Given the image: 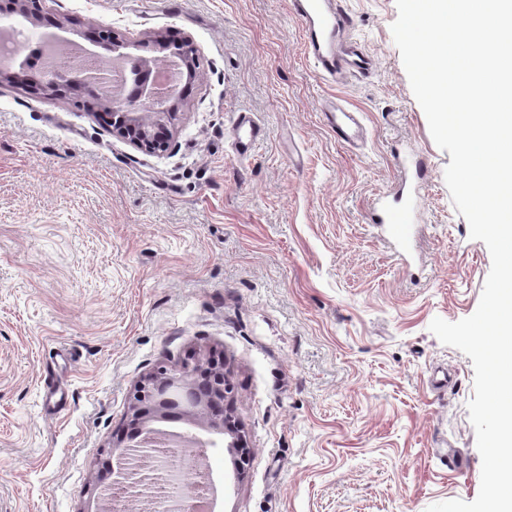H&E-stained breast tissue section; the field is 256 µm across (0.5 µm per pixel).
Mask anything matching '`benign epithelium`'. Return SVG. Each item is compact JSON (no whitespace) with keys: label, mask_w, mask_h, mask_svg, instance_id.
Segmentation results:
<instances>
[{"label":"benign epithelium","mask_w":512,"mask_h":512,"mask_svg":"<svg viewBox=\"0 0 512 512\" xmlns=\"http://www.w3.org/2000/svg\"><path fill=\"white\" fill-rule=\"evenodd\" d=\"M39 5L40 0H0V10L33 23L40 18ZM146 39L169 65L184 68L187 79L197 75L199 62L190 37L172 43L164 32L153 31L146 34ZM96 44L104 53L124 47L120 35L112 30L99 31ZM119 59L122 72L118 79L102 71L91 75L81 69L39 68L32 87L57 96L81 90L95 97L102 106L100 115L112 127V135L140 151L163 155L171 146V128L179 117L177 88L148 81L154 70L151 61L132 54H121ZM231 394L232 384L224 373V359L219 356L205 360L191 357L175 369L157 367L138 382L129 398L128 419L136 432L112 440V457L117 460L112 482L125 488L130 501L147 498L148 476L126 474L130 449L145 448L157 441L160 432L150 427V422L173 412L193 426L231 435L227 447L235 455L236 468L245 471L250 451L229 411Z\"/></svg>","instance_id":"7a95c632"}]
</instances>
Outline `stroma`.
Returning <instances> with one entry per match:
<instances>
[{
    "mask_svg": "<svg viewBox=\"0 0 512 512\" xmlns=\"http://www.w3.org/2000/svg\"><path fill=\"white\" fill-rule=\"evenodd\" d=\"M372 75L319 79L289 0H41L63 45L92 31L190 36L200 73L170 153L113 136L88 104L0 86V512H87L135 385L218 355L250 448L203 464L219 512H426L474 500L471 358L434 318L478 307L491 269L469 236L391 26L396 0H345ZM367 127L338 142L320 103ZM269 135L231 147L239 110ZM418 209L397 256L378 198Z\"/></svg>",
    "mask_w": 512,
    "mask_h": 512,
    "instance_id": "1",
    "label": "stroma"
}]
</instances>
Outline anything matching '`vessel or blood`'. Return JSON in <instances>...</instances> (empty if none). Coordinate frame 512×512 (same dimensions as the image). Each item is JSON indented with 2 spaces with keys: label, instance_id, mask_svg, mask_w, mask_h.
<instances>
[{
  "label": "vessel or blood",
  "instance_id": "obj_1",
  "mask_svg": "<svg viewBox=\"0 0 512 512\" xmlns=\"http://www.w3.org/2000/svg\"><path fill=\"white\" fill-rule=\"evenodd\" d=\"M289 4L302 24L307 57L323 78L342 84L373 71L372 57L351 34L352 17L342 0H289ZM321 112L339 142L362 143L364 128L353 109L327 100ZM266 136L265 126L253 112L237 113L232 145L239 157H250Z\"/></svg>",
  "mask_w": 512,
  "mask_h": 512
}]
</instances>
